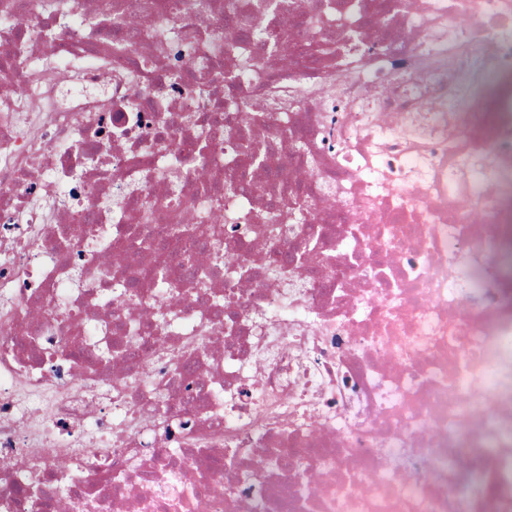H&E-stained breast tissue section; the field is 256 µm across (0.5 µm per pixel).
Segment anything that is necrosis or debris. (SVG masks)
Returning <instances> with one entry per match:
<instances>
[{
    "label": "necrosis or debris",
    "mask_w": 512,
    "mask_h": 512,
    "mask_svg": "<svg viewBox=\"0 0 512 512\" xmlns=\"http://www.w3.org/2000/svg\"><path fill=\"white\" fill-rule=\"evenodd\" d=\"M507 161L512 0H0V512H512Z\"/></svg>",
    "instance_id": "4bbe7bcc"
}]
</instances>
